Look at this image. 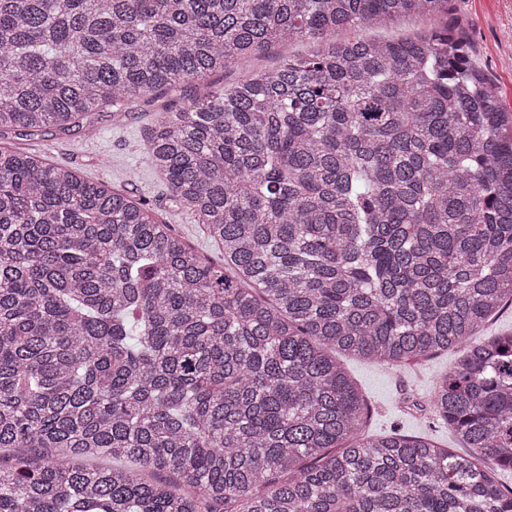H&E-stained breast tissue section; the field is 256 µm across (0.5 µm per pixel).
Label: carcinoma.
<instances>
[{
  "mask_svg": "<svg viewBox=\"0 0 512 512\" xmlns=\"http://www.w3.org/2000/svg\"><path fill=\"white\" fill-rule=\"evenodd\" d=\"M449 0H0V136L298 40L159 113L143 200L0 145V512H512V137ZM429 21L397 39L344 29ZM455 347L465 453L366 435L336 354ZM317 46L312 42H298L286 48H281L278 53H269L256 57L252 62L232 65L222 73L214 74L208 83L215 87L230 86L243 80L251 73L261 69H271L280 65L288 55L308 56L315 52ZM509 333H512V307L504 309L488 321L484 325L480 336H500Z\"/></svg>",
  "mask_w": 512,
  "mask_h": 512,
  "instance_id": "cac0c4a2",
  "label": "carcinoma"
}]
</instances>
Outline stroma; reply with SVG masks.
I'll list each match as a JSON object with an SVG mask.
<instances>
[{
  "mask_svg": "<svg viewBox=\"0 0 512 512\" xmlns=\"http://www.w3.org/2000/svg\"><path fill=\"white\" fill-rule=\"evenodd\" d=\"M449 21L464 33L475 62L495 82L502 109L511 122L505 127L512 135V0H451ZM310 42H298L253 59L232 65L212 75L210 85L229 86L261 69L280 65L291 55L315 52ZM158 115V105L142 102L127 112L105 111L95 115L94 138L78 131L63 134L55 130L35 136H11L13 146L44 153L49 164L78 171L92 181H106L132 196L147 200L150 207L170 217L176 232L215 264L224 256L187 211H172L170 193L163 179L144 162L142 148ZM460 356L458 350L442 351L401 367L343 357L342 363L365 397L370 413L365 430L372 435L400 432L429 436L440 446L453 448L456 437L447 422L424 404L437 379L449 372Z\"/></svg>",
  "mask_w": 512,
  "mask_h": 512,
  "instance_id": "obj_1",
  "label": "stroma"
}]
</instances>
